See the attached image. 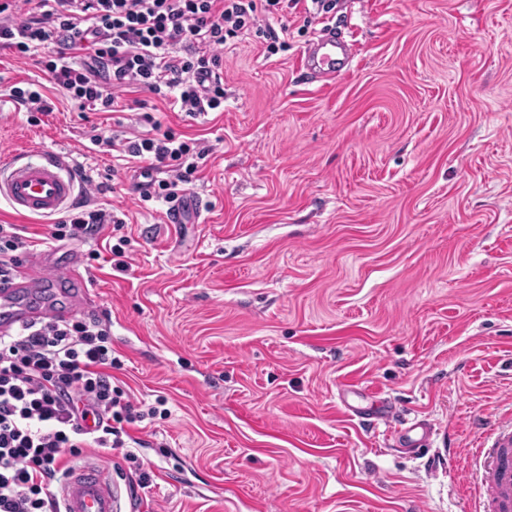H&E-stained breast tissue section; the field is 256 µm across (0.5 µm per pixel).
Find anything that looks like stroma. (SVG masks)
I'll return each mask as SVG.
<instances>
[{
	"mask_svg": "<svg viewBox=\"0 0 512 512\" xmlns=\"http://www.w3.org/2000/svg\"><path fill=\"white\" fill-rule=\"evenodd\" d=\"M303 16L225 47L223 111L157 101L162 128L208 151L195 224L140 203L138 173L90 143L135 138V113L60 102L32 125L0 97V160L72 153L113 187L88 208L124 221L62 247L92 278L83 313L109 323L117 378L157 410L127 427L150 488L120 451L78 460L110 464L121 512H465L470 450L512 416V0ZM329 28L355 56L314 82L302 54ZM271 30L288 43L274 55ZM347 381L397 422L349 417ZM416 417L435 429L417 456L393 445Z\"/></svg>",
	"mask_w": 512,
	"mask_h": 512,
	"instance_id": "obj_1",
	"label": "stroma"
}]
</instances>
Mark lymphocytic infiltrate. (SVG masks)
<instances>
[{"label":"lymphocytic infiltrate","mask_w":512,"mask_h":512,"mask_svg":"<svg viewBox=\"0 0 512 512\" xmlns=\"http://www.w3.org/2000/svg\"><path fill=\"white\" fill-rule=\"evenodd\" d=\"M301 0H0V52L37 58L51 83L79 109L118 111L131 103L149 133L129 140L92 135L136 165L141 202H172L198 178L207 155L198 139L162 129L149 97L171 100L187 116L224 109L218 74L228 41L261 18L285 16ZM103 210L71 212L47 242L79 240L104 223ZM110 328L100 320L44 318L0 336V512H60L50 491L83 448H120L136 483L149 473L128 447L129 424L144 414L112 372Z\"/></svg>","instance_id":"obj_1"}]
</instances>
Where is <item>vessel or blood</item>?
<instances>
[{
  "label": "vessel or blood",
  "instance_id": "vessel-or-blood-1",
  "mask_svg": "<svg viewBox=\"0 0 512 512\" xmlns=\"http://www.w3.org/2000/svg\"><path fill=\"white\" fill-rule=\"evenodd\" d=\"M353 56L352 48L333 34L324 35L303 57L307 70L325 71L329 76L343 75ZM76 160L72 155L50 151L40 161L31 162L21 154L10 155L0 163V199L23 216L50 217L63 212L76 200ZM72 287L77 299L90 297V282L76 262L59 263L43 253L31 263L15 267L0 282V310L11 309L9 318L0 320V333L15 326L47 317L44 309H20L19 297L36 287L51 288L58 283ZM492 443L482 444L474 452L476 480L472 512H512V424L492 426ZM434 431L429 422L413 419L401 429L400 447L416 454L429 447ZM62 512H119L112 489V470L104 460L74 469L60 488Z\"/></svg>",
  "mask_w": 512,
  "mask_h": 512
}]
</instances>
